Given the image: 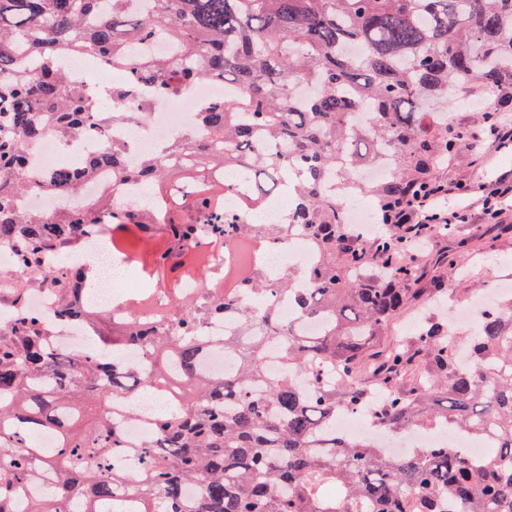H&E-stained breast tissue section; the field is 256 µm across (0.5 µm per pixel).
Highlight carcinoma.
<instances>
[{
  "label": "carcinoma",
  "mask_w": 512,
  "mask_h": 512,
  "mask_svg": "<svg viewBox=\"0 0 512 512\" xmlns=\"http://www.w3.org/2000/svg\"><path fill=\"white\" fill-rule=\"evenodd\" d=\"M135 0H0V249L20 266L62 263L81 235L105 217L132 224L178 225V235L240 233L275 239L298 227L314 240L317 260L299 280L276 284L244 272L224 294L213 293L179 314L167 336L136 322L112 324L104 335L85 305L89 272L74 268L59 295L60 316L93 322L91 351L74 358L53 346L39 315L19 309L0 325V512H12L11 492L39 473L52 483L29 512H103L119 490L137 512H182L184 486L199 487L195 512H512V307L482 315L470 339L430 319L412 341L381 350L374 370L385 396L373 403L356 373L394 316L417 296L424 267L400 263L412 247L396 215L412 199L445 183L448 159L474 149L490 130V111L469 123L423 109L448 88L470 95L512 94V0H156L142 15ZM158 37L169 57L131 52ZM93 53L123 79L106 97L74 81L62 56ZM222 78L236 94L198 106L199 129L136 166L119 143L105 145L82 170H32L25 145L53 131L59 138L103 128L127 116L108 102L131 91L148 99L184 95L195 83ZM395 156L389 176L367 182L385 231L357 241L342 201L322 192L333 179L351 190L356 169L376 145ZM101 169L112 181H138L156 192L174 178L198 181L189 208L167 219L135 205L114 213L101 192L48 220L23 214L33 192L74 195ZM242 171L252 189L248 220L224 211L217 173ZM288 190L293 206L282 224L260 219V199ZM433 233L459 247L456 226ZM199 272L198 255L183 251L168 273L171 290ZM246 289L294 300L302 318L324 323L302 336L276 314L254 318L238 306L236 336H197L205 318L224 316ZM287 343L286 367L270 381L266 358L274 339ZM144 346L134 369L113 354ZM220 347L236 352L239 370L220 379L199 373V361ZM316 385L304 392L295 375ZM183 384L182 399L159 410L157 439L127 446L117 394ZM370 407L382 426L448 424L494 440L491 455L472 466L448 445L409 458L383 455L336 434L340 409ZM128 452L140 469L114 470ZM341 488L323 495L326 483Z\"/></svg>",
  "instance_id": "cac0c4a2"
}]
</instances>
